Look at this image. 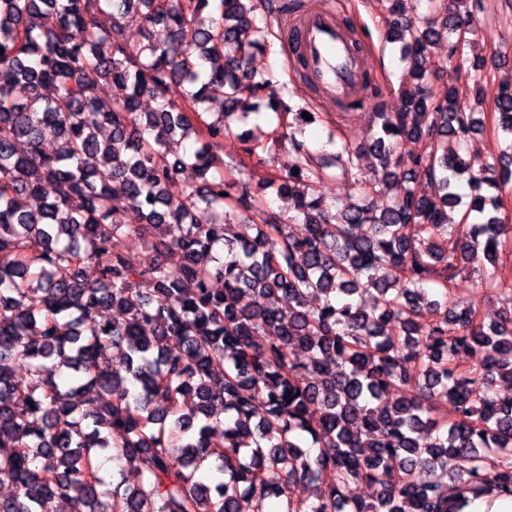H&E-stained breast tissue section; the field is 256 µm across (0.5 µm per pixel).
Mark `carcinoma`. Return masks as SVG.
I'll list each match as a JSON object with an SVG mask.
<instances>
[{
	"instance_id": "carcinoma-1",
	"label": "carcinoma",
	"mask_w": 512,
	"mask_h": 512,
	"mask_svg": "<svg viewBox=\"0 0 512 512\" xmlns=\"http://www.w3.org/2000/svg\"><path fill=\"white\" fill-rule=\"evenodd\" d=\"M427 2L414 22L400 0H383L406 62L398 111L376 104L380 129L364 148L344 138L319 155L292 140L270 181L293 201L282 223L263 198L211 174L224 164L212 142L251 110L307 123L256 66L267 32L254 0H0V482L15 486L0 512L55 500L71 512H239L244 498L256 512L271 498L292 512L297 486L313 490L308 512H463L469 494L512 499V291L499 290L495 262L512 245L500 215L512 153L461 158L478 119L452 87L427 84V55L444 37L446 66L467 69L475 15L460 8L470 0ZM102 81L118 93L102 96ZM144 96L150 112L138 111ZM216 100L224 109L211 120ZM492 108L493 128L512 136V89ZM405 140L429 151L400 177ZM364 150L381 170L356 201L313 197L316 182L354 177ZM188 165L201 181H180ZM421 176L437 193L416 194ZM463 178L474 191L464 209ZM361 224L372 235H357ZM150 231L156 255L125 249ZM475 262L498 295L489 324L448 292ZM106 309L118 317L99 319ZM436 396L454 406L452 422L434 414ZM105 450L136 465L137 485L102 489ZM450 457L456 472L443 481ZM207 459L224 480L200 472ZM359 483L369 495L348 496Z\"/></svg>"
}]
</instances>
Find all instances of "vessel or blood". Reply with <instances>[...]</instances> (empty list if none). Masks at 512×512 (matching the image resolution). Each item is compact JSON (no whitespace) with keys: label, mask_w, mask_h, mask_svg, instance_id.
<instances>
[{"label":"vessel or blood","mask_w":512,"mask_h":512,"mask_svg":"<svg viewBox=\"0 0 512 512\" xmlns=\"http://www.w3.org/2000/svg\"><path fill=\"white\" fill-rule=\"evenodd\" d=\"M297 62L309 84L326 90L336 101H367L365 54L356 47L330 0H319L296 23Z\"/></svg>","instance_id":"b4317fda"}]
</instances>
